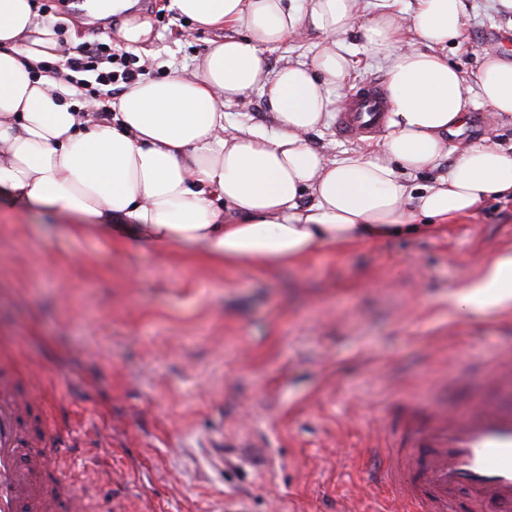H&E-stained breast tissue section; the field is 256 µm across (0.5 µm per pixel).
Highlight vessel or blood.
Returning <instances> with one entry per match:
<instances>
[{
	"mask_svg": "<svg viewBox=\"0 0 512 512\" xmlns=\"http://www.w3.org/2000/svg\"><path fill=\"white\" fill-rule=\"evenodd\" d=\"M389 103L385 86L369 82L340 112L346 139L377 134ZM483 395L458 403H420L401 396V415L384 422L368 480L386 491L385 512H512V355L485 371ZM43 402L0 359V512H88L82 480L63 475L71 454L64 441H45L22 420Z\"/></svg>",
	"mask_w": 512,
	"mask_h": 512,
	"instance_id": "b4317fda",
	"label": "vessel or blood"
}]
</instances>
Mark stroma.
Segmentation results:
<instances>
[{"label": "stroma", "mask_w": 512, "mask_h": 512, "mask_svg": "<svg viewBox=\"0 0 512 512\" xmlns=\"http://www.w3.org/2000/svg\"><path fill=\"white\" fill-rule=\"evenodd\" d=\"M448 62L474 86L482 50L512 59V16L466 0ZM141 6L154 40L134 51L155 80L194 68L216 34L167 7ZM70 57L119 25L86 24L54 0ZM340 91L386 82L360 29L346 37ZM494 125L512 144V116L468 113L449 144ZM56 209L15 217L0 200V337L27 374L41 373L50 421L40 433L81 445L92 512H378L364 481L377 421L398 395L424 393L453 368L472 373L456 398L479 395V370L512 353V308H458L481 261L512 250V195L488 198L436 235L324 250L298 265L202 269L104 240L57 233Z\"/></svg>", "instance_id": "35a3bbf8"}]
</instances>
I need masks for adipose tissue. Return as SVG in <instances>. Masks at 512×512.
I'll use <instances>...</instances> for the list:
<instances>
[{
    "label": "adipose tissue",
    "mask_w": 512,
    "mask_h": 512,
    "mask_svg": "<svg viewBox=\"0 0 512 512\" xmlns=\"http://www.w3.org/2000/svg\"><path fill=\"white\" fill-rule=\"evenodd\" d=\"M94 8L119 16L121 46L152 44L133 0H94ZM170 8L217 32L194 73L139 79L103 106L42 71L60 50L34 0H0V195L15 214L55 206L64 233L123 252L266 268L373 237L431 234L488 195L512 192V146L492 130L448 144L472 97L512 115V61L485 52L471 96L438 52L458 37L464 0H417L410 26L425 51L404 46L408 25L394 10L369 18L366 51L387 64L391 112L378 149L339 159L309 136L340 105L357 0H306L302 10L287 0H170ZM306 29L321 37L311 62L270 69L265 50ZM255 90L267 97L271 126L227 133L225 105ZM445 159L447 175L411 194L401 171ZM511 301L510 252L490 258L455 298L461 308Z\"/></svg>",
    "instance_id": "adipose-tissue-1"
}]
</instances>
